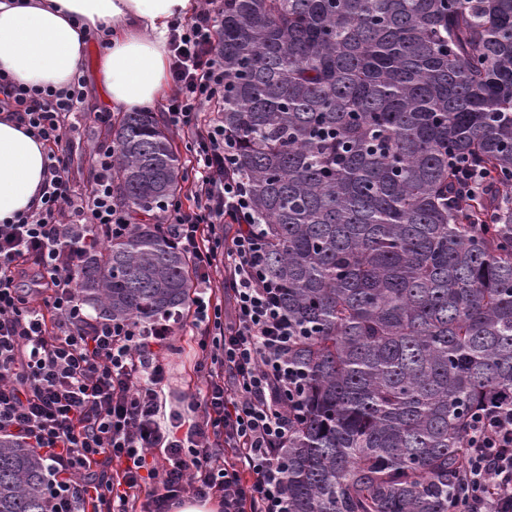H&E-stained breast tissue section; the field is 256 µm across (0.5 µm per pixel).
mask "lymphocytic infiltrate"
Listing matches in <instances>:
<instances>
[{
    "label": "lymphocytic infiltrate",
    "mask_w": 512,
    "mask_h": 512,
    "mask_svg": "<svg viewBox=\"0 0 512 512\" xmlns=\"http://www.w3.org/2000/svg\"><path fill=\"white\" fill-rule=\"evenodd\" d=\"M222 0H205L194 17L169 24L174 95L169 122L191 143L192 207L160 206L155 216L190 252L197 279L190 307L203 384L185 410L162 416L167 377L158 347L168 324L120 327L87 315L74 296L79 257L97 228L126 233L128 211L112 195L114 153L96 145L93 178L76 185L64 144L71 118L82 111L86 79L67 87H26L0 73V117L44 144L47 174L39 205L0 223V433L39 449L49 462L54 512H172L185 498H219L224 512H288L280 454L288 439L286 397L303 383L288 363L299 328L281 302L280 284L263 268L250 185L232 165L234 139L221 119L204 120L224 89L216 43ZM235 225L226 237V225ZM38 278L22 291L24 260ZM224 272L229 305L213 301L212 274ZM223 324L219 336L210 324ZM199 413L186 422L185 412ZM223 440L231 459L211 454ZM164 451L162 459L153 449ZM119 466L121 478H90L94 468ZM459 476L467 512H512V396L483 407L470 421Z\"/></svg>",
    "instance_id": "f902f5d3"
}]
</instances>
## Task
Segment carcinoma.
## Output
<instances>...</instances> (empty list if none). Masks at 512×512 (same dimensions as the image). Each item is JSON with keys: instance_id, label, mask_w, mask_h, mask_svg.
<instances>
[{"instance_id": "carcinoma-1", "label": "carcinoma", "mask_w": 512, "mask_h": 512, "mask_svg": "<svg viewBox=\"0 0 512 512\" xmlns=\"http://www.w3.org/2000/svg\"><path fill=\"white\" fill-rule=\"evenodd\" d=\"M220 117L265 272L301 329L288 512H455L467 421L512 394V0H224ZM134 216L186 173L150 112L112 124ZM489 189L460 198L448 157ZM75 295L181 316L195 267L157 224L100 234ZM46 461L0 435V512H48Z\"/></svg>"}]
</instances>
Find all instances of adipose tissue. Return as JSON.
Returning <instances> with one entry per match:
<instances>
[{"label":"adipose tissue","instance_id":"adipose-tissue-1","mask_svg":"<svg viewBox=\"0 0 512 512\" xmlns=\"http://www.w3.org/2000/svg\"><path fill=\"white\" fill-rule=\"evenodd\" d=\"M197 7L198 0H0V72L25 86L63 88L88 56L85 32L98 31L106 42L100 92L117 110L149 108L167 88L169 22ZM46 153L0 118V222L38 205Z\"/></svg>","mask_w":512,"mask_h":512}]
</instances>
